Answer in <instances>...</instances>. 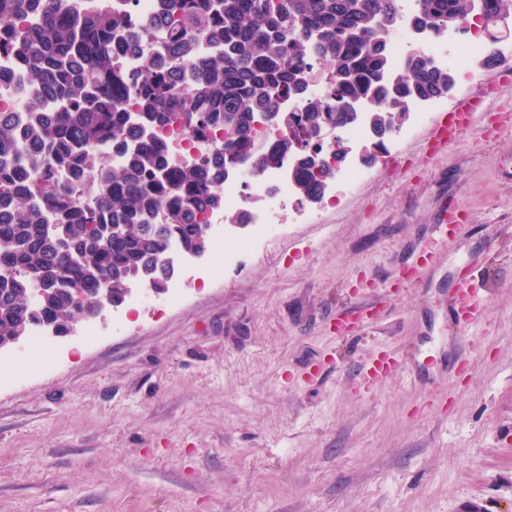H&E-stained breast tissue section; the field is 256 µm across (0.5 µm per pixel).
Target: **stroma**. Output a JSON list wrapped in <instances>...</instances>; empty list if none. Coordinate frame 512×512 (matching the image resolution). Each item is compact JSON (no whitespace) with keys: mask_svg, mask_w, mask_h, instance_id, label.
<instances>
[{"mask_svg":"<svg viewBox=\"0 0 512 512\" xmlns=\"http://www.w3.org/2000/svg\"><path fill=\"white\" fill-rule=\"evenodd\" d=\"M460 141L431 123L378 154L316 223L242 228L184 257L177 304L104 310L54 339L46 367L0 386V512H512V56L472 63ZM451 212L435 271L411 267ZM467 257L490 281L480 342L458 353L448 295ZM354 310L347 329L337 315ZM426 365L365 392L379 351Z\"/></svg>","mask_w":512,"mask_h":512,"instance_id":"stroma-1","label":"stroma"}]
</instances>
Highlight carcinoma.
Here are the masks:
<instances>
[{
  "instance_id": "cac0c4a2",
  "label": "carcinoma",
  "mask_w": 512,
  "mask_h": 512,
  "mask_svg": "<svg viewBox=\"0 0 512 512\" xmlns=\"http://www.w3.org/2000/svg\"><path fill=\"white\" fill-rule=\"evenodd\" d=\"M160 12L163 45L119 85L122 60L156 20L131 30L115 0H0V48L23 66L17 94L27 107L0 112V345L36 325L75 324L82 288H108L114 303L134 281L167 287L171 244L185 254L209 249L199 219L224 205L225 159L261 173L291 153L298 193L315 201L329 174L312 173L316 158L297 150L296 134L308 142L326 122L355 123L348 101L385 103L365 113L375 129L448 95L451 70L419 53L388 75L398 0H160ZM503 12L512 0H420L413 25L437 32L474 13L492 24ZM201 39L212 51L199 56ZM316 58L331 74L327 95L281 112L286 95L305 101ZM271 116L290 134L276 151L258 152L254 122ZM175 122L191 135L222 131L224 144L174 167L158 132ZM62 175L83 196L62 190ZM160 209L166 222L155 224Z\"/></svg>"
}]
</instances>
